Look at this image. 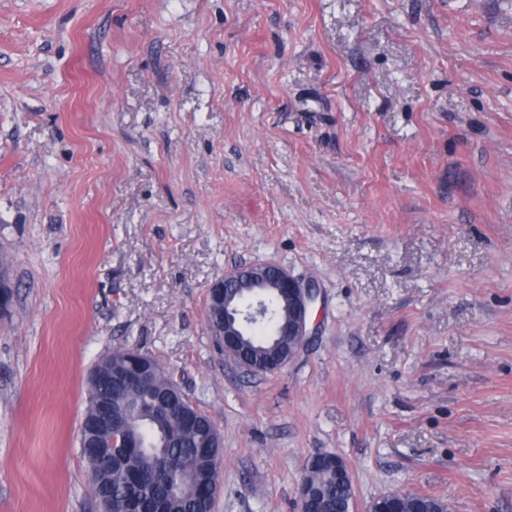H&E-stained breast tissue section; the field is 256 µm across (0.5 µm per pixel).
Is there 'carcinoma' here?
I'll use <instances>...</instances> for the list:
<instances>
[{"label": "carcinoma", "instance_id": "cac0c4a2", "mask_svg": "<svg viewBox=\"0 0 512 512\" xmlns=\"http://www.w3.org/2000/svg\"><path fill=\"white\" fill-rule=\"evenodd\" d=\"M269 318L251 328L238 357L256 363L262 356L288 352V339H278L283 317L280 301L266 294ZM89 393L97 396L81 423V444L109 440L99 421L107 416L125 429L134 448H116L112 460L94 467L92 485L102 512H212L216 498L206 500L202 490L221 491L223 449L212 447L218 432L214 421L189 395L179 390L176 375L150 355L118 348L94 365ZM196 411L195 429L180 426V413ZM302 481L311 496L304 512H349L351 482L336 475L334 455L310 459ZM405 512H450L436 496L411 492Z\"/></svg>", "mask_w": 512, "mask_h": 512}]
</instances>
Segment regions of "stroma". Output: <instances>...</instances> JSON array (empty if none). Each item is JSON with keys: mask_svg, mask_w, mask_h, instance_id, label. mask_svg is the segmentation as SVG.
<instances>
[{"mask_svg": "<svg viewBox=\"0 0 512 512\" xmlns=\"http://www.w3.org/2000/svg\"><path fill=\"white\" fill-rule=\"evenodd\" d=\"M0 512H99L112 349L224 436L214 512H296L334 453L512 512V0H0ZM314 281L280 372L205 324L225 271Z\"/></svg>", "mask_w": 512, "mask_h": 512, "instance_id": "35a3bbf8", "label": "stroma"}]
</instances>
